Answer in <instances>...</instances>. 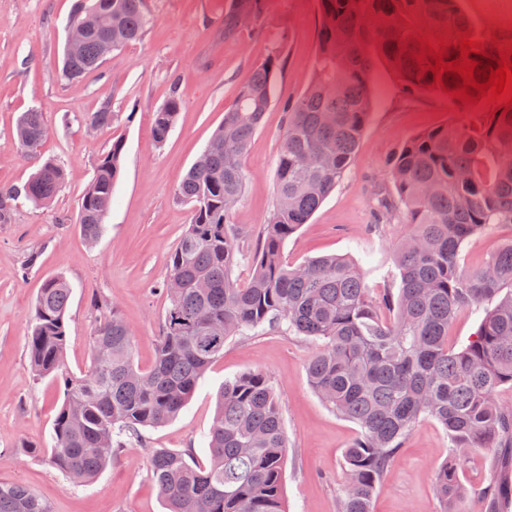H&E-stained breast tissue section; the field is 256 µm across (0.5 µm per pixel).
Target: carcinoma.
<instances>
[{"mask_svg":"<svg viewBox=\"0 0 512 512\" xmlns=\"http://www.w3.org/2000/svg\"><path fill=\"white\" fill-rule=\"evenodd\" d=\"M318 54L305 90L286 107L275 184V204L255 251L245 252L232 216L246 191L243 159L275 99L281 51L274 50L224 110L212 139L220 152L203 150L177 187L193 217L169 260L161 293L168 302L153 364L140 368L130 328L114 307L91 336V364L80 376L65 364V316L70 287L47 280L36 298L28 336L29 370L38 379L62 381L64 402L53 421L48 463L87 485L125 448L142 444L141 429L178 415L211 363L236 336L283 330L320 344L307 365L319 398L358 427L345 449L349 480L341 512H372L384 472L403 440L423 418L449 434L452 453L474 448L491 454V478L481 494L484 512H499L512 499L502 469L512 450V407L497 390L512 386V242L475 271L460 266L465 242L493 224H512V111L502 107L479 125H444L412 136L391 160L397 204L412 233L396 254L398 292L384 301L386 320L369 297L357 266L326 256L288 266L282 257L290 236L307 223L353 161L372 111L367 47L375 46L414 94L432 85L418 74L414 25L431 30L473 28L458 0H320ZM97 4L103 26L77 55L63 54L58 75L81 78L110 55L142 39L146 0H74ZM263 0H234L228 30L240 16L257 25ZM181 110L172 95L154 114L153 137L162 144ZM90 123L108 127L116 113L104 105ZM43 113L33 108L16 123L21 143L38 147L47 137ZM125 143L117 138L96 164L79 202L83 236L104 231V207H112ZM65 179L49 160L23 185L0 188V224L13 222L15 202L53 201ZM251 263L247 284L232 280L239 259ZM179 280L177 288L170 281ZM206 281L208 288L198 287ZM486 305L473 339L448 350V326L465 307ZM208 460L192 452L154 448L150 475L168 512H287L283 497L288 454L283 413L270 380L252 371L224 380L208 433ZM442 512H455L464 487L454 464L436 477ZM0 512H52L28 488L0 481Z\"/></svg>","mask_w":512,"mask_h":512,"instance_id":"carcinoma-1","label":"carcinoma"}]
</instances>
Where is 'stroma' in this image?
<instances>
[{
	"mask_svg": "<svg viewBox=\"0 0 512 512\" xmlns=\"http://www.w3.org/2000/svg\"><path fill=\"white\" fill-rule=\"evenodd\" d=\"M231 0H147L149 25L142 40L112 53L82 78L57 76L73 0H0V186L24 183L48 160L65 180L47 206L19 201L14 220L0 224V481L27 486L53 512H165L152 482L149 452L170 448L206 461V436L225 379L246 371L264 373L282 405L288 455L284 497L288 512H340L347 484L344 451L355 440L354 423L314 393L306 367L315 341L263 331L227 341L179 415L143 431V443L113 458L88 485L72 483L44 455L64 400L56 380L29 372L28 334L34 304L45 280L70 285L66 313V361L72 373L90 363V338L104 318L97 301L117 307L130 327L139 367L155 356L167 303L157 287L169 259L192 221L191 204L176 188L214 131L239 88L271 52L283 45L275 101L254 134L244 159L247 190L233 215L241 244L254 248L271 210L283 107L305 89L317 54L319 0H265L259 28L224 33ZM478 32L506 28L512 0H460ZM374 108L356 155L335 191L283 248L288 265L341 255L359 268L372 295L395 288V250L410 233L402 218L377 221V201L391 196L388 163L412 136L451 122L469 124L487 115L436 93L404 92L381 56L372 58ZM179 94L182 109L165 143L151 133L154 112ZM110 104L113 125L93 129L91 112ZM40 109L48 135L37 148L20 149L19 115ZM125 143L121 175L105 231L88 244L77 224L79 200L98 158L115 138ZM512 241V224H495L469 240L459 262L476 270ZM40 454L29 453V446ZM455 461L465 494L456 512H484L479 495L490 478V457L478 449L453 459L451 440L435 420H422L386 470L373 500L374 512H440L438 470Z\"/></svg>",
	"mask_w": 512,
	"mask_h": 512,
	"instance_id": "1",
	"label": "stroma"
}]
</instances>
